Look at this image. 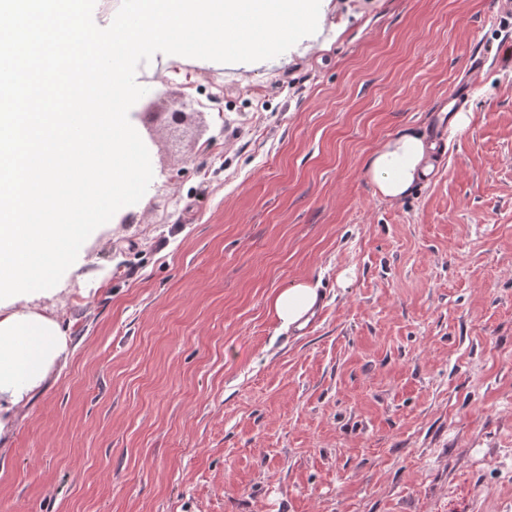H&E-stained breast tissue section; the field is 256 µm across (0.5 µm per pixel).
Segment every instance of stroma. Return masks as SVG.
Here are the masks:
<instances>
[{"mask_svg":"<svg viewBox=\"0 0 512 512\" xmlns=\"http://www.w3.org/2000/svg\"><path fill=\"white\" fill-rule=\"evenodd\" d=\"M496 7L316 0L262 56L130 58L145 173L32 303L69 342L0 439V512H512ZM477 52L469 128L381 197L366 156L427 132ZM299 282L318 302L286 329ZM316 303V288L302 282L280 290L272 307L282 326H301L313 314Z\"/></svg>","mask_w":512,"mask_h":512,"instance_id":"35a3bbf8","label":"stroma"}]
</instances>
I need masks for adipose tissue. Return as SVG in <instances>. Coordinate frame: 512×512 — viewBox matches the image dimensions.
<instances>
[{
	"label": "adipose tissue",
	"instance_id": "adipose-tissue-1",
	"mask_svg": "<svg viewBox=\"0 0 512 512\" xmlns=\"http://www.w3.org/2000/svg\"><path fill=\"white\" fill-rule=\"evenodd\" d=\"M313 0H129L112 34L94 42L80 25L83 0H0V435L41 387L65 351L59 321L30 308L48 296L50 276L89 231V220L141 176L124 106L130 55L160 42L183 54L267 50L309 19ZM100 45L112 72L109 97L94 80L60 100L75 63ZM86 138H75L76 127ZM436 145L406 132L364 162L377 192L406 196L434 170ZM317 292L280 290L272 307L282 326L303 325Z\"/></svg>",
	"mask_w": 512,
	"mask_h": 512
}]
</instances>
